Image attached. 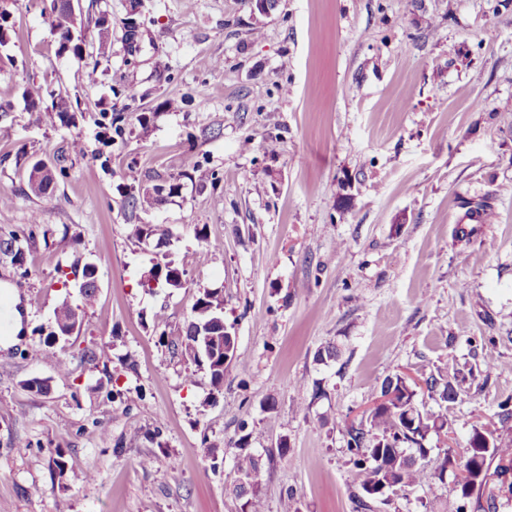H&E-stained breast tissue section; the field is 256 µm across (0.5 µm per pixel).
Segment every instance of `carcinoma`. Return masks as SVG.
Returning <instances> with one entry per match:
<instances>
[{
	"mask_svg": "<svg viewBox=\"0 0 512 512\" xmlns=\"http://www.w3.org/2000/svg\"><path fill=\"white\" fill-rule=\"evenodd\" d=\"M43 164L38 159L31 162L28 187L35 197L49 199L53 196V178L38 177L37 168ZM200 168L193 157L184 161V170L177 177H171L160 183L140 184L126 192V207L135 212L139 209L155 208L169 199L181 194L182 179H194ZM134 236L138 242H154L155 249L171 246L172 233L164 224H136ZM0 254L10 257L14 263L21 264L25 258L24 249L16 244L15 238L0 241ZM205 253L185 251L171 258L164 252L161 257L151 260L152 266L140 280L143 288H152V283H162L171 288L173 277L186 276L202 264ZM80 304L71 306L63 301L61 310L70 313L74 310L84 312L95 305L98 286L93 277L78 285ZM175 353L198 362V355L218 349V356L207 362L210 386L220 391L224 385V352H229L230 361H239L236 336L232 327L224 325V291L221 288L202 287L197 291L196 300L184 328L175 336H162ZM433 392H439V398L453 403L458 396L457 386L444 376H430L426 380ZM381 400L369 412L366 418L345 427L348 437L347 447L353 458V467L358 476L359 486L364 497L357 500V507L369 512L370 502L391 490L404 491L417 486H432L444 481L448 471V458L433 461L430 449L424 442L429 433H438L448 426V414L425 411L419 407L417 392L400 374L386 377L380 388ZM249 435L244 434L235 443L236 483L231 494L240 501L241 512H264V502L259 486V473L263 466L262 457L248 451ZM495 465L494 475L499 487L488 486L489 467ZM512 473V443L503 440L500 429L483 425L473 430L458 487L463 512L468 499L475 498L473 508L495 507L497 494L512 495V481L507 475Z\"/></svg>",
	"mask_w": 512,
	"mask_h": 512,
	"instance_id": "carcinoma-1",
	"label": "carcinoma"
}]
</instances>
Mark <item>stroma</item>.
<instances>
[{
    "label": "stroma",
    "instance_id": "35a3bbf8",
    "mask_svg": "<svg viewBox=\"0 0 512 512\" xmlns=\"http://www.w3.org/2000/svg\"><path fill=\"white\" fill-rule=\"evenodd\" d=\"M1 11L0 239L28 248L23 266L0 260V297L23 320L0 334V505L239 512L245 432L265 512H356L344 426L402 372L433 412L423 380L462 378L426 442L450 464L373 512H456L473 429L512 409V0H279L260 19L243 0H74L79 55L61 50L51 0ZM115 120L123 132L103 144ZM189 154L209 180L129 216L126 186L178 176ZM32 159L53 200L30 193ZM137 223L167 225L173 253L205 252L184 287L140 286L151 254ZM88 263L98 302L63 345V375L29 352L62 302L78 304ZM201 284L223 288L242 360L216 394L159 341ZM331 345L338 358L318 360Z\"/></svg>",
    "mask_w": 512,
    "mask_h": 512
}]
</instances>
